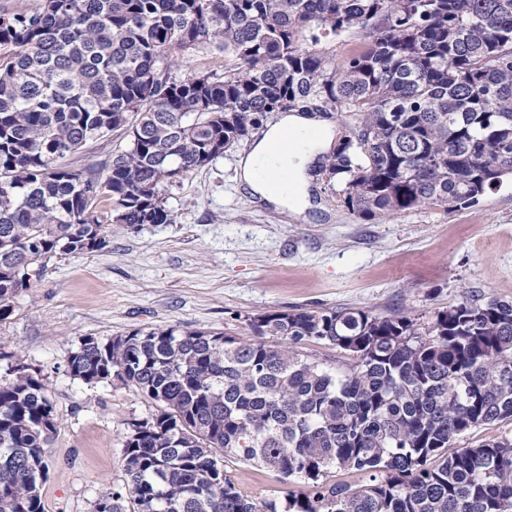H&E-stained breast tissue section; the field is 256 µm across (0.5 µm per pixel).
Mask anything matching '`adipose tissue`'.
<instances>
[{"label":"adipose tissue","mask_w":512,"mask_h":512,"mask_svg":"<svg viewBox=\"0 0 512 512\" xmlns=\"http://www.w3.org/2000/svg\"><path fill=\"white\" fill-rule=\"evenodd\" d=\"M286 129L298 134V145L288 156L274 157L272 146ZM334 137L333 124L318 114L281 113L262 131L251 149L240 155L238 178L261 203L296 216L303 215L313 206L310 170L318 157L331 148ZM262 162L287 171L292 185L290 192H283L274 182L257 178L255 169Z\"/></svg>","instance_id":"ef3b65f1"}]
</instances>
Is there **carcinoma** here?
Masks as SVG:
<instances>
[{
	"mask_svg": "<svg viewBox=\"0 0 512 512\" xmlns=\"http://www.w3.org/2000/svg\"><path fill=\"white\" fill-rule=\"evenodd\" d=\"M357 34L336 59L321 43ZM186 52L224 70L173 75ZM357 112L324 158L372 221L472 207L512 179V0H35L0 10V322L53 259L112 225L170 224L164 187L277 114ZM119 133L102 163L64 160ZM252 337L165 325L86 337L73 376L153 401L128 423L129 506L93 512H512V437L451 446L512 420V301L424 322L354 309L269 311ZM340 350L332 366L302 351ZM0 381V512H45L56 418L43 378ZM307 492L253 499L230 463ZM355 472L358 486L331 482ZM505 435L508 437L512 436V421L508 419L471 429L458 438L453 448H473L484 443L486 440Z\"/></svg>",
	"mask_w": 512,
	"mask_h": 512,
	"instance_id": "cac0c4a2",
	"label": "carcinoma"
}]
</instances>
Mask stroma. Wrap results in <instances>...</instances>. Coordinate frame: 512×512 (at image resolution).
<instances>
[{
	"instance_id": "obj_1",
	"label": "stroma",
	"mask_w": 512,
	"mask_h": 512,
	"mask_svg": "<svg viewBox=\"0 0 512 512\" xmlns=\"http://www.w3.org/2000/svg\"><path fill=\"white\" fill-rule=\"evenodd\" d=\"M249 142L165 188L169 224L113 228L106 247L55 259L0 322V378L17 356L47 383L57 417L45 512H92L100 491H126L129 421L156 411L119 383L88 385L68 357L82 339L180 324L250 334V318L293 308L414 316L469 299L512 301V180L479 204L423 207L365 221L342 187L312 172L317 203L297 220L251 202L237 180ZM242 493L284 495L276 473L233 463Z\"/></svg>"
}]
</instances>
